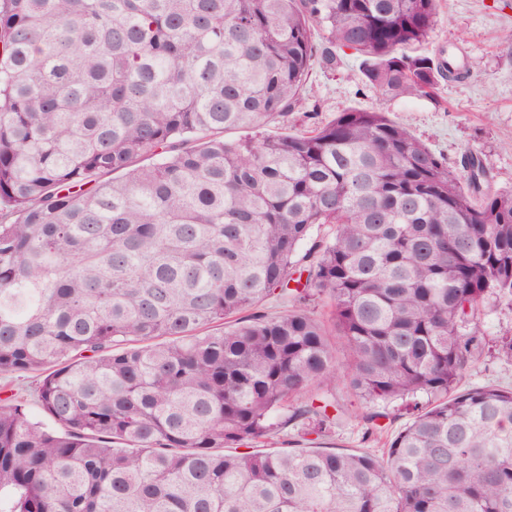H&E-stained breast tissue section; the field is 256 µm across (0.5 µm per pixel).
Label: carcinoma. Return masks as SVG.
Listing matches in <instances>:
<instances>
[{
    "mask_svg": "<svg viewBox=\"0 0 512 512\" xmlns=\"http://www.w3.org/2000/svg\"><path fill=\"white\" fill-rule=\"evenodd\" d=\"M438 6L0 0V373L44 374L62 428L0 405V512H512V389H457L512 300V190L379 108L224 139L287 122L338 49L384 97L464 81L407 52ZM340 378L373 434L427 404L382 458L219 452L276 411L325 436ZM284 127L282 123H278L276 121H271L267 124H264L260 127L253 129H245V130H232L224 134V138L229 141H237L239 139L248 140V139H257L261 135H269L275 134L278 132H284Z\"/></svg>",
    "mask_w": 512,
    "mask_h": 512,
    "instance_id": "carcinoma-1",
    "label": "carcinoma"
}]
</instances>
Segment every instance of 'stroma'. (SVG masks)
I'll return each mask as SVG.
<instances>
[{"mask_svg":"<svg viewBox=\"0 0 512 512\" xmlns=\"http://www.w3.org/2000/svg\"><path fill=\"white\" fill-rule=\"evenodd\" d=\"M447 47L464 62L467 80L444 83L438 100L427 98L385 99L366 86L360 72V58L343 54L335 69L312 66L306 91L316 115L307 118L297 112L287 123L275 121L260 127L232 130L229 141L257 139L282 130L297 133L312 120L327 121L338 112L380 108L404 125L411 134L436 154L450 169L460 170L463 155H478L495 190L512 189V0H441L436 29L429 42L419 46L422 54ZM487 340L483 355L462 387L493 385L512 388V358L495 350L502 333L512 332V303L489 298L481 319ZM39 373L0 374V400L21 401L33 420L49 423L50 418L36 404ZM339 416L333 431L317 440L318 448L339 453L382 454L386 444L409 422L410 410L401 403L388 407L381 419L382 433L367 436L361 413L366 405L345 383L334 391Z\"/></svg>","mask_w":512,"mask_h":512,"instance_id":"stroma-1","label":"stroma"}]
</instances>
